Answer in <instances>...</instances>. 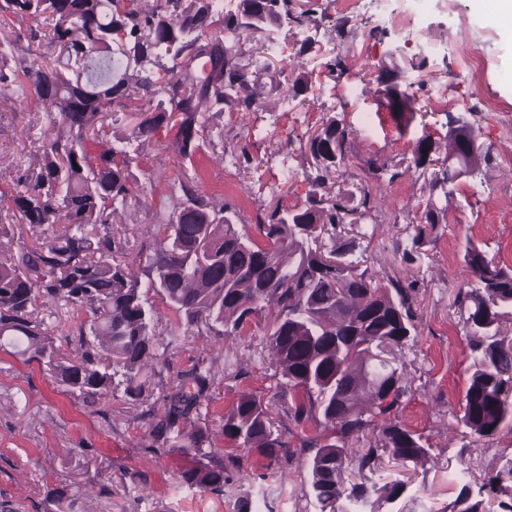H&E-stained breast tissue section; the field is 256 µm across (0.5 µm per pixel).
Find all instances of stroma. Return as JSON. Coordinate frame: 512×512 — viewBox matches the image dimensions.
<instances>
[{"mask_svg":"<svg viewBox=\"0 0 512 512\" xmlns=\"http://www.w3.org/2000/svg\"><path fill=\"white\" fill-rule=\"evenodd\" d=\"M481 0H388L390 11L404 14L421 9L423 19L413 37L381 27L377 19L354 16L353 0H289L288 9L303 24L266 26L252 45H274V69L259 81L256 111L224 112L213 123L224 131L225 148L248 145L258 166L225 172L223 166L197 155L196 165L209 192L236 205L244 224L259 209L280 201L303 205L312 190L315 170L308 139L323 122L335 119L348 129L346 161L328 183L330 198L349 209L341 235L356 238L369 272L414 284L418 337L406 350V371L413 390L404 398L399 417L423 433L431 445L427 462L406 472V492L392 504L370 497L364 512H452L453 479L469 469L471 484H481L512 459V423L491 437L462 433L454 423L471 362L462 313L455 302L467 283L461 259L467 242L479 244L489 258L512 267V83L501 72L512 71V36L498 18L465 27L458 13H474ZM320 29V48H309L295 77L307 85L303 103L280 113L276 123L267 114L283 95L277 70L285 66L303 41L306 30ZM469 41L486 63L484 82L470 84L464 62L450 44ZM340 57L336 71L325 62ZM381 63L397 64L409 83L414 110L398 122L377 105L378 85L371 71ZM447 87L452 104L433 100L431 91ZM507 103L502 112L484 108L487 99ZM307 113L298 121V113ZM468 114L486 160L481 170L494 190L480 198L470 195L472 176L460 178L444 202L442 217L428 233L419 258L406 263L401 249L414 234L412 219L430 194V178L417 173L390 182L384 166H407L422 130H429L440 151L448 149L449 114ZM54 123L22 93L6 87L0 93V189H23L17 162L28 159L38 140L53 135ZM295 171L279 198L266 189L284 167ZM381 199L380 207L364 210V194ZM156 215L147 204L132 206L114 222L116 237L133 255L141 246L161 241ZM274 315L263 312L262 325H249L237 339L217 344L212 336H192L159 351L155 375L143 396L123 392L92 404L65 392L51 372L35 361H24L11 347H0V512H59L48 496L51 489L78 483L92 474L108 485L111 497L78 494L69 512H303L307 471L302 457L267 468L264 459L246 456L241 471L231 473L223 496L179 487L190 464L180 449H153V433L164 411L165 389L177 372L189 371L198 358L214 355V385L208 408L190 416L184 430L209 426L218 456L234 454L218 428L222 418L244 394L272 399L279 431L295 441L297 429L284 408L288 398H275V367L265 347L263 326Z\"/></svg>","mask_w":512,"mask_h":512,"instance_id":"obj_1","label":"stroma"}]
</instances>
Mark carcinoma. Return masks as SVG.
Listing matches in <instances>:
<instances>
[{
    "mask_svg": "<svg viewBox=\"0 0 512 512\" xmlns=\"http://www.w3.org/2000/svg\"><path fill=\"white\" fill-rule=\"evenodd\" d=\"M240 4L242 11L224 13L214 0H156L150 8L140 0H0V25L54 21L44 32L0 29V82L32 95L57 125L54 137L36 146L32 181L10 196L13 220L62 225L16 257L0 251V341L46 364L67 392L94 402L121 386L139 397L150 384L161 313L149 294L175 314L166 327L169 347L195 334L239 336L262 312L274 311L266 348L279 375L276 388L291 397L288 417L298 426L320 417L327 431L299 438L309 471L303 496L319 512H336L342 498L358 506L378 491L391 503L407 484L377 487L373 477L383 462L406 468L426 462L430 451L428 437L399 421L412 391L405 348L418 336L413 290L360 269L355 240L336 241L347 214L340 203L315 192L302 206L266 207L254 236L236 206L208 193L195 170L204 147L217 163L229 155L240 169L260 164L245 146L225 152L222 135L212 134L213 114L254 111L253 77L270 68L252 67L244 48L225 57L224 32L260 30L288 0ZM45 38L59 47V58L34 48ZM157 69L169 79L160 81ZM120 120L132 124L131 133L111 144L105 127ZM170 136L184 162L160 180L171 203L157 218L163 239L146 255L119 260L112 218L146 194L133 164ZM347 138L334 119L309 137L315 185L338 170L336 153L345 151ZM437 151L432 139L418 143L411 165L393 169L389 180L429 170L431 188L448 194L443 164L467 151L458 140L448 157ZM442 211L441 201L428 198L403 260L420 255L424 225L439 223ZM463 263L474 285L457 296L471 358L460 423L471 435L489 437L512 420V338L503 328L512 318V268L472 243ZM59 301L89 314L71 353L61 351L38 317L39 305ZM208 360L177 375L156 434L161 447L193 458L182 483L219 496L240 458L214 460L207 426L180 429L210 400ZM220 432L271 464L291 448L276 433L271 405L255 394L237 399ZM360 442L363 448L351 452ZM455 484L456 512H491L493 502L512 512V460L476 490L461 477Z\"/></svg>",
    "mask_w": 512,
    "mask_h": 512,
    "instance_id": "cac0c4a2",
    "label": "carcinoma"
}]
</instances>
